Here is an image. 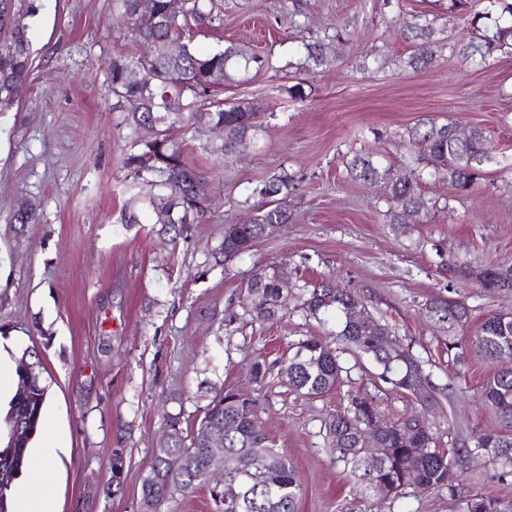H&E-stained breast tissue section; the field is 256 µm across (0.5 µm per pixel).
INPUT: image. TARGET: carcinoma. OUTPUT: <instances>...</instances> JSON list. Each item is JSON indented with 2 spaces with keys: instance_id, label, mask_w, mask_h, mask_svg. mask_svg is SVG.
I'll use <instances>...</instances> for the list:
<instances>
[{
  "instance_id": "obj_1",
  "label": "carcinoma",
  "mask_w": 512,
  "mask_h": 512,
  "mask_svg": "<svg viewBox=\"0 0 512 512\" xmlns=\"http://www.w3.org/2000/svg\"><path fill=\"white\" fill-rule=\"evenodd\" d=\"M476 0H448L451 11H467L471 16V37L461 45L458 55L465 62L480 63L493 54L512 55V24L497 25L489 31L488 13L476 9ZM114 13L126 21L125 32L155 45V51L139 58L115 52L109 71L116 108L130 104L124 122L134 130H145V138L136 136L126 145L125 167L135 185L149 187L145 197L128 199V221L137 220L136 207L144 202L157 224H192L204 212L197 186L200 175L183 160L180 145L170 137L178 125L189 129L204 118L224 135V154L240 151L242 144L254 142L262 124L252 105L241 107L217 97L218 87L242 82V74L254 65L260 69L268 61L237 45L218 46L199 54L193 43L192 27L210 28L221 22L218 0H112ZM37 0H0V111L11 106L19 88L32 71L29 21L36 17ZM439 32L438 16L416 14L405 22L402 34L413 42L404 65L412 70L429 67L434 59L433 44ZM170 39L182 40L179 56L160 51ZM302 68L326 66L321 45L306 44ZM411 162L397 170L383 167L372 153H356L347 162L349 178L386 185L389 199L396 206L385 213L388 223L399 233L428 217L421 196V181L428 177L448 181L456 189L470 191L485 177V165L495 160L483 132L475 129L461 139L451 122L439 124L423 120L406 130ZM293 176L283 173L271 178L260 194L288 195ZM288 210L281 204L261 208L235 228L227 227L220 253L230 260L251 250L268 236L275 224L288 223ZM40 220L37 205L26 203L9 218L11 224H36ZM500 263H490L482 271L481 286L506 298L512 296V281L502 282L492 274ZM277 271L256 273L245 289V309L262 320L288 309V289L277 283ZM350 306L363 307L354 293L328 283L306 289L302 308L318 320L336 316L337 339L366 357L380 370L379 378L395 388L415 394L424 387L420 361L390 337L379 320L366 314L359 323L347 318ZM426 314L439 330L448 332V351L459 349L457 330L470 319L468 307L461 301L435 296L425 305ZM471 347L484 360L494 363L512 357V307L507 305L489 314L470 338ZM341 350L333 349L310 336L295 346L294 353L282 364L288 369V385L307 397L322 395L342 383ZM33 358L32 370L18 372L16 392L8 410L0 418V512H9L7 491L22 473L27 449L44 424V405L48 386L44 384L39 354L27 351L20 363ZM481 397L495 416L499 427L476 435L474 450L501 465V476L512 473V369L495 368L484 380ZM377 419L382 425L378 456L363 451L361 439L367 422ZM402 421L385 415L378 404L365 396H352L328 424L327 436L334 462L343 465L349 476L366 493L398 495L409 486L446 487L457 501V512H512V499L488 497L479 493L466 496L459 491L453 463L448 453L437 447V438L427 429L417 440H400ZM224 429V454L235 469L227 472L229 481H237L241 497L224 505V512H297L302 484L288 456L272 447L257 418V400L240 398L231 391L216 398L199 427L186 433L181 416L167 420V440L156 445L153 461L143 479L142 492L158 496L159 505L193 492L206 482V461L200 453L207 432ZM195 449L194 460L183 468L171 470L170 460L187 456Z\"/></svg>"
}]
</instances>
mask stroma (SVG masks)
<instances>
[{"instance_id":"stroma-1","label":"stroma","mask_w":512,"mask_h":512,"mask_svg":"<svg viewBox=\"0 0 512 512\" xmlns=\"http://www.w3.org/2000/svg\"><path fill=\"white\" fill-rule=\"evenodd\" d=\"M223 2L220 28L199 30L194 42L203 52L237 44L268 58L247 84L224 92L259 107L263 127L257 145L229 157L218 132L174 130L186 163L203 176L206 205L182 235L147 211L138 223L124 221L132 131L113 109L108 68L114 52L139 46L114 24L112 0H38L31 80L0 112V359L14 367L34 350L43 360L50 395L32 444L63 442L49 483L54 512H139L167 415L193 428L228 390L257 398L263 430L301 478L298 512H456L444 488L362 494L333 463L326 425L353 395L397 419L423 413L440 448L456 455L463 491L512 498V476L499 479L497 464L469 452L477 432L497 427L476 396L493 366L471 350L449 360L446 333L425 314L431 297L450 296L469 307L474 329L504 306L448 267L512 260V171L487 166L470 192L424 180L422 194L438 208L403 234L386 222L383 184L346 171L358 151L405 165L401 134L423 118L483 130L497 155L512 157V55L464 64L452 45L470 19L449 11L448 0H403L399 8L393 0H300L298 19L284 0ZM402 12L441 18L443 39L428 68L403 65L411 44L398 33ZM317 41L331 65L299 71L306 44ZM298 83L305 95L291 97ZM283 172L295 178L288 224L224 260L226 225L264 204L260 188ZM27 202L37 204L39 223H10ZM270 269L290 300L276 319L260 321L244 308L243 292L253 274ZM321 282L357 294L421 361L435 398L429 412L350 350L336 389L310 398L288 386L280 368L295 343H336L335 321L302 308V289ZM257 359L267 368L258 383ZM117 451L124 470L116 485Z\"/></svg>"}]
</instances>
